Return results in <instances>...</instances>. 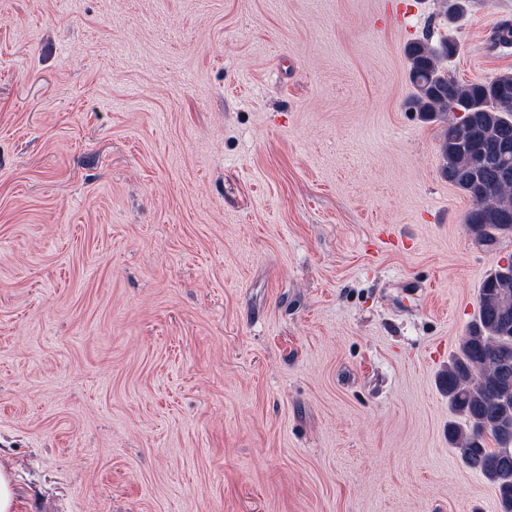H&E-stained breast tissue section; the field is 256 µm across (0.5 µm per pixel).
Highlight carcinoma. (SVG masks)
Segmentation results:
<instances>
[{
	"instance_id": "obj_1",
	"label": "carcinoma",
	"mask_w": 512,
	"mask_h": 512,
	"mask_svg": "<svg viewBox=\"0 0 512 512\" xmlns=\"http://www.w3.org/2000/svg\"><path fill=\"white\" fill-rule=\"evenodd\" d=\"M455 51L450 36L437 45L427 38L407 45L409 109L442 123L441 175L471 199L466 223L493 250L512 237V172L503 174L500 158L508 145L512 166V72L460 83L442 66ZM478 305V319L439 378L463 419L448 423V442L467 467L496 485L501 512H512V265L491 270Z\"/></svg>"
}]
</instances>
